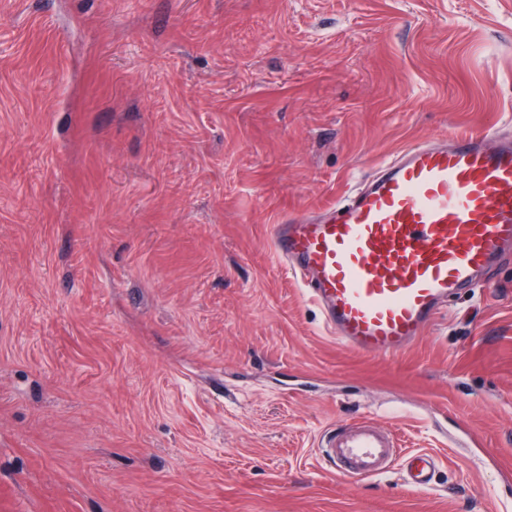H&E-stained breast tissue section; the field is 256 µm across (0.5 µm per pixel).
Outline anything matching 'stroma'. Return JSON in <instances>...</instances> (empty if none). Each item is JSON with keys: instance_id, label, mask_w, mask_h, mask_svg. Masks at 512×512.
I'll return each instance as SVG.
<instances>
[{"instance_id": "obj_1", "label": "stroma", "mask_w": 512, "mask_h": 512, "mask_svg": "<svg viewBox=\"0 0 512 512\" xmlns=\"http://www.w3.org/2000/svg\"><path fill=\"white\" fill-rule=\"evenodd\" d=\"M512 132V0H0V512H512V262L396 358L269 226ZM371 415L434 490L355 483ZM318 449L331 472L351 481L381 476L401 466L405 483L413 491L429 490L439 467L438 458L430 452H404L396 433L367 415L329 430Z\"/></svg>"}]
</instances>
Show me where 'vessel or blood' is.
Instances as JSON below:
<instances>
[{"label":"vessel or blood","instance_id":"b4317fda","mask_svg":"<svg viewBox=\"0 0 512 512\" xmlns=\"http://www.w3.org/2000/svg\"><path fill=\"white\" fill-rule=\"evenodd\" d=\"M271 244L339 343L369 356L403 354L512 252V138L451 129L413 142L327 216L277 220ZM320 454L352 481L402 467L414 491L429 490L439 467L367 415L329 430Z\"/></svg>","mask_w":512,"mask_h":512}]
</instances>
